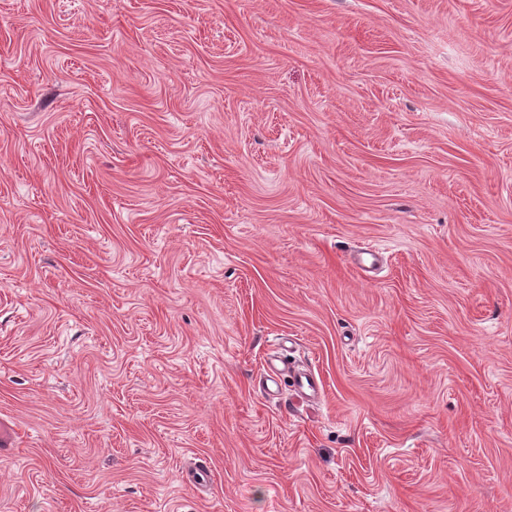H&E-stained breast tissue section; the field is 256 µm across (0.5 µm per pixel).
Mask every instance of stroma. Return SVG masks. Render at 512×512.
Here are the masks:
<instances>
[{
    "mask_svg": "<svg viewBox=\"0 0 512 512\" xmlns=\"http://www.w3.org/2000/svg\"><path fill=\"white\" fill-rule=\"evenodd\" d=\"M0 426V512H512V0H0ZM275 360L279 361L283 365V368L273 371L276 373L277 377L284 372H288L289 378L291 379V386L294 388L299 399L304 402H313L321 397L324 392L322 381L314 372L295 369L290 362L284 359Z\"/></svg>",
    "mask_w": 512,
    "mask_h": 512,
    "instance_id": "stroma-1",
    "label": "stroma"
}]
</instances>
